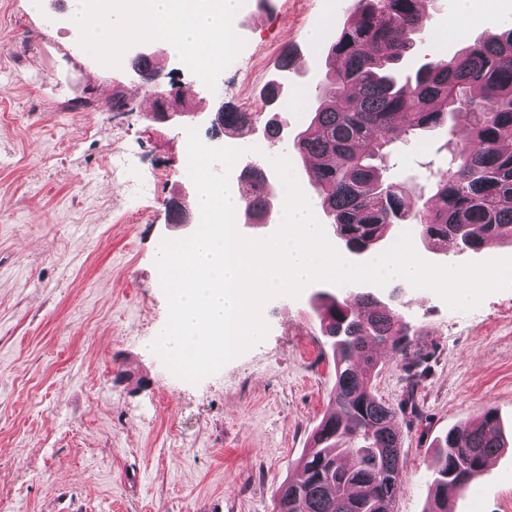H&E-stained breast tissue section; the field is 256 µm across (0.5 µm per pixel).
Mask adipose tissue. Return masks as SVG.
<instances>
[{
    "label": "adipose tissue",
    "mask_w": 512,
    "mask_h": 512,
    "mask_svg": "<svg viewBox=\"0 0 512 512\" xmlns=\"http://www.w3.org/2000/svg\"><path fill=\"white\" fill-rule=\"evenodd\" d=\"M191 2V9L184 11L178 0H108L102 13L90 8L87 0H71L70 25L92 53H107L131 31L164 41L178 55L224 52L233 39L241 0Z\"/></svg>",
    "instance_id": "1"
}]
</instances>
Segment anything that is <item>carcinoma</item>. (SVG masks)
<instances>
[{
  "mask_svg": "<svg viewBox=\"0 0 512 512\" xmlns=\"http://www.w3.org/2000/svg\"><path fill=\"white\" fill-rule=\"evenodd\" d=\"M430 0H349L327 52L326 84L293 147L308 169L336 238L361 254L409 225L428 248L481 252L512 237V27L458 55L435 57L413 74L400 69L414 35L427 26ZM251 113L224 109V130L249 127ZM447 129L448 167L434 174L433 194L407 206L413 178L387 173L384 147L405 136ZM246 214L262 218L275 196L271 172L257 165ZM321 331L333 353L332 411L308 441L301 476L276 489L278 512H391L403 482L397 412L421 416L415 400L422 356L397 304L371 291L322 293ZM389 348L407 361L398 407L371 391L377 360ZM503 448L492 408L453 429L432 461L428 512H451L448 487L466 488Z\"/></svg>",
  "mask_w": 512,
  "mask_h": 512,
  "instance_id": "1",
  "label": "carcinoma"
}]
</instances>
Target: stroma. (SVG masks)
Segmentation results:
<instances>
[{
    "mask_svg": "<svg viewBox=\"0 0 512 512\" xmlns=\"http://www.w3.org/2000/svg\"><path fill=\"white\" fill-rule=\"evenodd\" d=\"M69 0H0V512H276L279 483L296 476L312 429L330 410L332 352L312 308L328 283L269 301L267 337L192 384L147 344L163 330L167 300L155 266L160 242L193 227L168 221L167 204H192L181 129L153 121L158 93L181 89L199 112L227 103L275 119L284 138L267 156L292 160L315 191L293 141L305 129L324 75L325 43L345 19L340 0H243L236 52L199 77L160 46L154 84L115 64L141 35L89 55L68 24ZM456 0H433L406 71L451 56L512 24V0H477L448 34ZM259 76L240 90L251 51ZM292 51L288 93L267 107L264 85ZM128 111L112 109L113 97ZM443 130L422 145L395 142V172L428 188L446 164ZM401 314L416 329L425 373L422 420L399 416L404 479L394 512H426L431 463L449 430L494 408L505 446L475 477L478 500L450 494L453 512H512V289L468 312L403 286ZM405 363L384 351L377 398L399 404Z\"/></svg>",
    "mask_w": 512,
    "mask_h": 512,
    "instance_id": "stroma-1",
    "label": "stroma"
}]
</instances>
